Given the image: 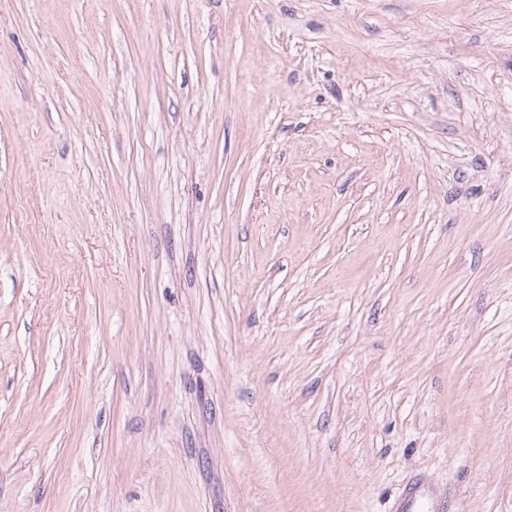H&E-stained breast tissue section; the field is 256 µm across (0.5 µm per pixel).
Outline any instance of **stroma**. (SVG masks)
Instances as JSON below:
<instances>
[{"label":"stroma","mask_w":512,"mask_h":512,"mask_svg":"<svg viewBox=\"0 0 512 512\" xmlns=\"http://www.w3.org/2000/svg\"><path fill=\"white\" fill-rule=\"evenodd\" d=\"M512 512V0H0V512ZM440 501V494L431 484L417 479L407 484L395 508L397 512H419L422 507H427L429 512H444Z\"/></svg>","instance_id":"1"}]
</instances>
